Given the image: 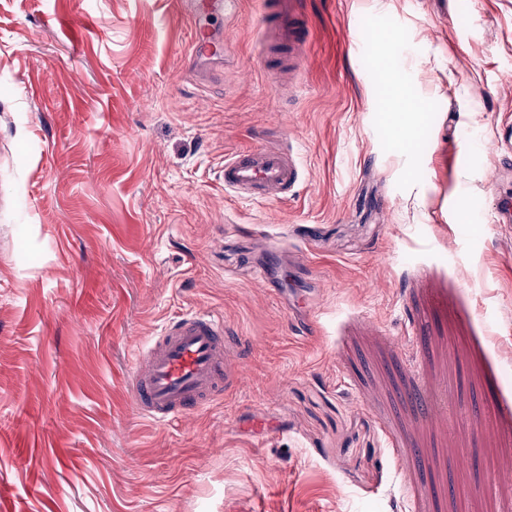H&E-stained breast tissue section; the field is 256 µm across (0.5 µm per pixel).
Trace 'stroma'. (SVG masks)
<instances>
[{
	"label": "stroma",
	"mask_w": 512,
	"mask_h": 512,
	"mask_svg": "<svg viewBox=\"0 0 512 512\" xmlns=\"http://www.w3.org/2000/svg\"><path fill=\"white\" fill-rule=\"evenodd\" d=\"M171 2L0 0V512L512 506V0H302L291 84L259 64L258 0L196 83ZM286 131L298 194H225V158ZM189 308L242 338L245 382L158 426L134 353Z\"/></svg>",
	"instance_id": "obj_1"
}]
</instances>
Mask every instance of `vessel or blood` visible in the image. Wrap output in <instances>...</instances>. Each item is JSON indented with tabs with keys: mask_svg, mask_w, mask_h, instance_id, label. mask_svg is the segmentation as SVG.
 <instances>
[{
	"mask_svg": "<svg viewBox=\"0 0 512 512\" xmlns=\"http://www.w3.org/2000/svg\"><path fill=\"white\" fill-rule=\"evenodd\" d=\"M238 5L239 0H177L179 15L191 23L189 47L197 61L215 60L222 53L202 18L234 13ZM257 28L265 55L285 53L283 70L298 77L307 64L309 38L298 0H272L262 9ZM303 180L292 149L261 143L234 152L224 161L225 189L245 198L283 200ZM236 343L223 318L207 311L192 310L168 322L159 336L136 352L131 389L137 414L166 426L234 390L244 370L234 356Z\"/></svg>",
	"mask_w": 512,
	"mask_h": 512,
	"instance_id": "vessel-or-blood-1",
	"label": "vessel or blood"
}]
</instances>
